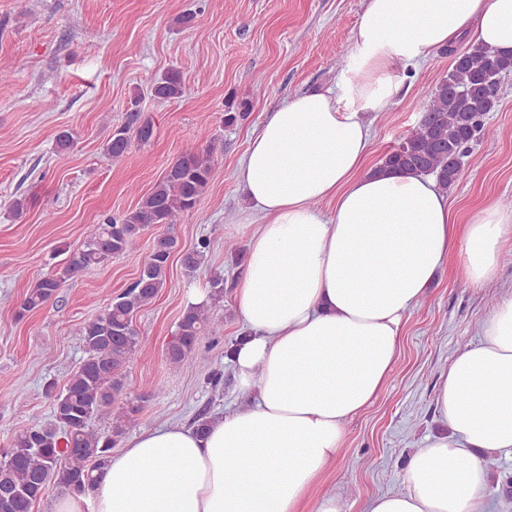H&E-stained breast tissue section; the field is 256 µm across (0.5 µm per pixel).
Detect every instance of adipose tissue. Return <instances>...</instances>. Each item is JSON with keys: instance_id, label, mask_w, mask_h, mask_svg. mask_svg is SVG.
Instances as JSON below:
<instances>
[{"instance_id": "ef3b65f1", "label": "adipose tissue", "mask_w": 512, "mask_h": 512, "mask_svg": "<svg viewBox=\"0 0 512 512\" xmlns=\"http://www.w3.org/2000/svg\"><path fill=\"white\" fill-rule=\"evenodd\" d=\"M459 41L512 51V0H368L336 85L268 115L238 174L258 227L236 295L250 334L231 352L243 405L203 434L176 422L142 431L54 512H301L345 422L388 380L457 222L431 178L366 166L362 115ZM510 244L512 210L483 208L460 253L468 282L492 280ZM436 407L446 431L415 449L403 491L366 512H486L487 459L512 450V297L453 356Z\"/></svg>"}]
</instances>
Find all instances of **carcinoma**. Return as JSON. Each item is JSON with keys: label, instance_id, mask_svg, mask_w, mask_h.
<instances>
[{"label": "carcinoma", "instance_id": "cac0c4a2", "mask_svg": "<svg viewBox=\"0 0 512 512\" xmlns=\"http://www.w3.org/2000/svg\"><path fill=\"white\" fill-rule=\"evenodd\" d=\"M509 72L512 52L470 46L457 54L448 73L433 88L417 124L385 154L379 168L429 176L441 192H448L471 144L485 134L488 115L498 106L501 76ZM151 92L160 102L182 97L180 75L174 71L163 75ZM247 117L246 104L235 108L230 103L224 112V125L234 126ZM153 137L150 119L140 112H127L124 123L113 129L104 145V154L119 158L132 140L147 144ZM215 144L212 138L202 147L185 149L152 190L141 196L135 209L120 217L106 215L90 225L82 248L27 289L18 316L48 303L59 288L87 268L133 250L149 227L174 224L180 215L194 211L213 176ZM177 248L174 237L159 236L135 281L84 324L87 359L62 390H56L53 383L44 386L45 395L53 400L52 420L34 423L19 434L0 461V512H31L49 483L79 493L102 473L112 448L140 407L129 403L119 407L107 432L95 429L92 419L112 407L124 390L122 370L141 347L133 317L163 288ZM207 248L203 239L184 253V268L189 272L199 269ZM221 328L208 308L189 307L167 344L166 360L172 365L187 362L195 353L199 336L207 331L215 334Z\"/></svg>", "mask_w": 512, "mask_h": 512}]
</instances>
